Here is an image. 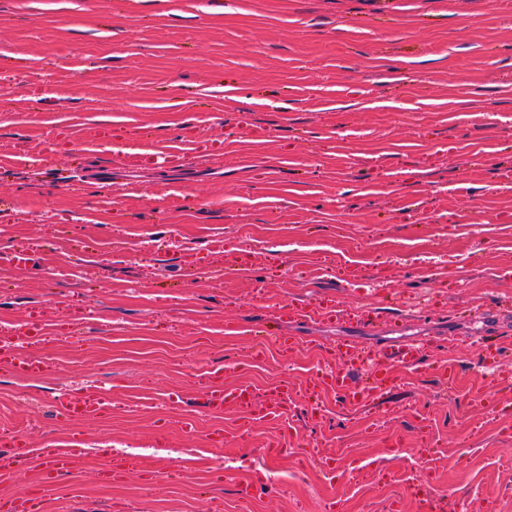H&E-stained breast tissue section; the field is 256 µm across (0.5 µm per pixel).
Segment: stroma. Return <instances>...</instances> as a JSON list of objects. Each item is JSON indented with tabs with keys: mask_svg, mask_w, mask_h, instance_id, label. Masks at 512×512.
I'll list each match as a JSON object with an SVG mask.
<instances>
[{
	"mask_svg": "<svg viewBox=\"0 0 512 512\" xmlns=\"http://www.w3.org/2000/svg\"><path fill=\"white\" fill-rule=\"evenodd\" d=\"M99 126L111 143L93 141ZM201 139L223 153L197 158ZM173 148L180 167L138 164ZM508 168L512 0H0V327L33 309L51 325L45 376L0 369V426L34 450L0 499L33 489L42 512H324L332 499L389 512L396 499L416 512L405 489L425 433L446 512H512ZM23 246L38 266H11ZM327 296L385 323H282L283 300ZM73 320L76 338L61 330ZM255 321L299 347L281 353ZM342 336L433 348L370 404L309 403L308 355L333 361ZM489 340L497 371L468 389ZM218 365L263 398L296 388L298 450L246 499L270 430L204 409ZM85 386L111 390V411L57 423V397ZM74 444L71 473L42 485L40 448ZM115 457L129 473L101 480ZM147 465L166 479L149 484Z\"/></svg>",
	"mask_w": 512,
	"mask_h": 512,
	"instance_id": "stroma-1",
	"label": "stroma"
}]
</instances>
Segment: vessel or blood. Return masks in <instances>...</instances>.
<instances>
[{
	"instance_id": "obj_1",
	"label": "vessel or blood",
	"mask_w": 512,
	"mask_h": 512,
	"mask_svg": "<svg viewBox=\"0 0 512 512\" xmlns=\"http://www.w3.org/2000/svg\"><path fill=\"white\" fill-rule=\"evenodd\" d=\"M282 314L293 322L326 321L347 322L357 319L360 324H373L378 318L375 311L362 310L357 314L344 313L335 302L327 298L312 305L295 301L284 302ZM45 339L44 321L33 315L13 330L10 336L0 339V367L14 373L35 378L44 376L48 365L36 348ZM427 344L406 341H394L384 345L377 355L368 351L350 339H342L336 344L338 364L323 373L313 374L307 385L308 390L328 388L337 393L357 399L367 404L379 392L395 385V368L416 366L427 355ZM223 370L212 371L204 391V404L211 409H221L227 405L239 407L241 412L252 419L278 423L279 429L262 448L263 456L280 454L288 445L290 429L282 421L286 413L289 398L294 393L292 384H282L277 397L257 402L247 386L233 389L224 385ZM112 406L111 391L79 390L62 393L55 402L62 421L71 423L77 420L92 419L105 415ZM30 443L24 436L0 433V477L6 478L13 473L18 464L28 456ZM50 462L46 467L43 480L51 483L67 473L76 456L72 448H52L48 451ZM407 493L417 505L418 512H440L442 500L438 497L428 480H421L408 487Z\"/></svg>"
}]
</instances>
